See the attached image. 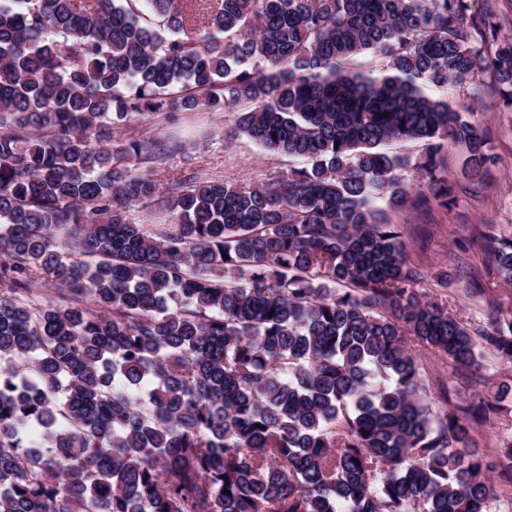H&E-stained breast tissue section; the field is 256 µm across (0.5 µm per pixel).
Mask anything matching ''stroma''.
<instances>
[{
  "instance_id": "1",
  "label": "stroma",
  "mask_w": 512,
  "mask_h": 512,
  "mask_svg": "<svg viewBox=\"0 0 512 512\" xmlns=\"http://www.w3.org/2000/svg\"><path fill=\"white\" fill-rule=\"evenodd\" d=\"M455 99L474 108V118L490 130V152L496 158L483 182L471 185L459 179V152L449 148L442 156V174L454 191L452 208L432 206L422 212L407 206L391 214L407 246L408 263L419 272L415 289L462 316L471 326H487L492 314L512 316V284L496 272L491 246L482 234L512 237V110L503 107L490 78L467 83L454 90ZM230 112H183L175 119L144 120L140 128L158 139L179 144L158 168L159 182L195 171L243 186L260 178L286 173L293 162L288 156L267 151L247 137L226 141ZM477 277L483 296L468 294L470 277ZM415 353L424 367L427 392L436 411L446 412L478 396L493 395L500 383L512 384V360L493 350L482 352L478 368L455 372L443 356L423 346ZM512 444V413L482 423L472 433V446L489 464L496 494L488 512H512V483L496 464L502 448Z\"/></svg>"
}]
</instances>
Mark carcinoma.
I'll use <instances>...</instances> for the list:
<instances>
[{"label": "carcinoma", "instance_id": "cac0c4a2", "mask_svg": "<svg viewBox=\"0 0 512 512\" xmlns=\"http://www.w3.org/2000/svg\"><path fill=\"white\" fill-rule=\"evenodd\" d=\"M484 76L512 109V39L469 0H0V512H488L471 431L512 386L437 414L410 345L511 359L512 318L411 287L389 218L454 203L450 144L482 181L448 88ZM199 109L298 165L159 187L141 119Z\"/></svg>", "mask_w": 512, "mask_h": 512}]
</instances>
